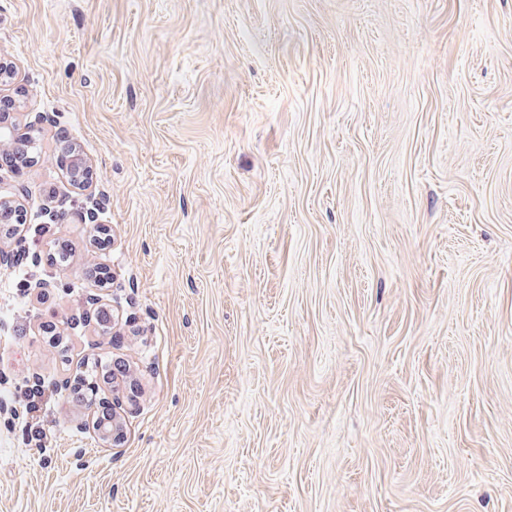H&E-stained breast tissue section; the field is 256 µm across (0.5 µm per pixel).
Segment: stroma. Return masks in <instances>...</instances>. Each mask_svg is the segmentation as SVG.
Wrapping results in <instances>:
<instances>
[{
	"instance_id": "1",
	"label": "stroma",
	"mask_w": 512,
	"mask_h": 512,
	"mask_svg": "<svg viewBox=\"0 0 512 512\" xmlns=\"http://www.w3.org/2000/svg\"><path fill=\"white\" fill-rule=\"evenodd\" d=\"M0 60V512H512V0H0ZM110 418L112 419L111 433L104 434L99 421H94L92 418L91 420H88L87 424L88 426L92 425V429L99 434L104 442H112L113 448H119L124 443L126 437L123 419L121 418V414L117 415V413L113 412L111 414L110 410L106 406H103L100 414L98 415V419L103 421L109 420Z\"/></svg>"
}]
</instances>
